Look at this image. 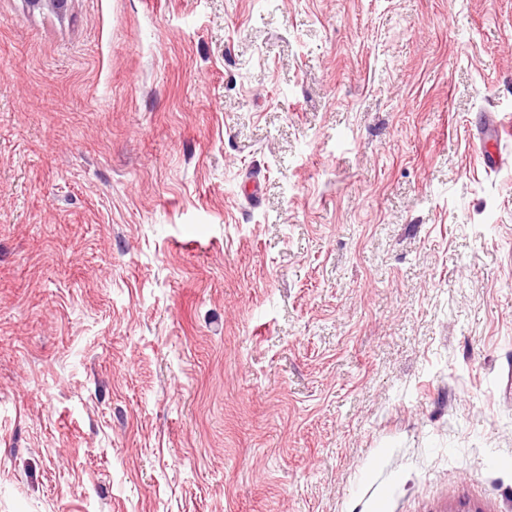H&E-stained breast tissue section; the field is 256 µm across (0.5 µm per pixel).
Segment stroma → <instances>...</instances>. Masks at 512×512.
<instances>
[{
    "label": "stroma",
    "mask_w": 512,
    "mask_h": 512,
    "mask_svg": "<svg viewBox=\"0 0 512 512\" xmlns=\"http://www.w3.org/2000/svg\"><path fill=\"white\" fill-rule=\"evenodd\" d=\"M488 112L512 0H0V512H512ZM479 139V153L484 166L489 170L501 168L505 159L499 150V142L502 137V126L498 121H489L481 125L477 131Z\"/></svg>",
    "instance_id": "35a3bbf8"
}]
</instances>
